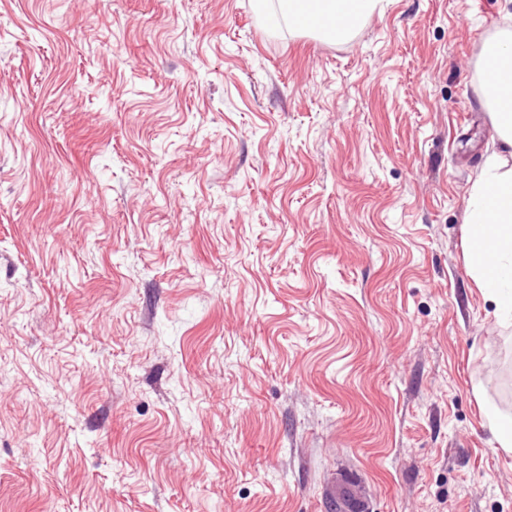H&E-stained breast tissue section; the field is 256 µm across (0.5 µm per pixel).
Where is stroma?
<instances>
[{
  "mask_svg": "<svg viewBox=\"0 0 512 512\" xmlns=\"http://www.w3.org/2000/svg\"><path fill=\"white\" fill-rule=\"evenodd\" d=\"M509 25L0 0V512H512V326L464 245ZM485 425L493 436L496 447L512 450V416L502 413L497 407L488 405L484 409Z\"/></svg>",
  "mask_w": 512,
  "mask_h": 512,
  "instance_id": "35a3bbf8",
  "label": "stroma"
}]
</instances>
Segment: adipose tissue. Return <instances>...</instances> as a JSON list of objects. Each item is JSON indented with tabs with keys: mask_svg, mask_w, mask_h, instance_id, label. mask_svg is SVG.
<instances>
[{
	"mask_svg": "<svg viewBox=\"0 0 512 512\" xmlns=\"http://www.w3.org/2000/svg\"><path fill=\"white\" fill-rule=\"evenodd\" d=\"M379 0H255L260 21L318 34L330 43L349 41ZM483 105L500 149L489 155L471 185L465 223L467 267L485 299L504 323H512V30L486 40Z\"/></svg>",
	"mask_w": 512,
	"mask_h": 512,
	"instance_id": "adipose-tissue-1",
	"label": "adipose tissue"
}]
</instances>
